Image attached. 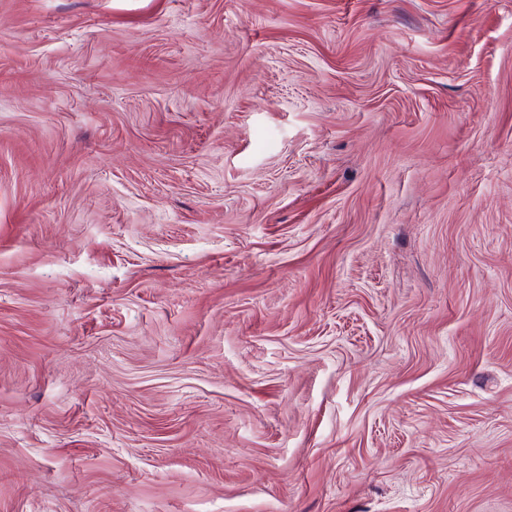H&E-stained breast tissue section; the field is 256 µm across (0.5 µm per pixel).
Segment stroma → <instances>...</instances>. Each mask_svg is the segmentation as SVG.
<instances>
[{"mask_svg":"<svg viewBox=\"0 0 512 512\" xmlns=\"http://www.w3.org/2000/svg\"><path fill=\"white\" fill-rule=\"evenodd\" d=\"M0 512H512V0H0Z\"/></svg>","mask_w":512,"mask_h":512,"instance_id":"1","label":"stroma"}]
</instances>
